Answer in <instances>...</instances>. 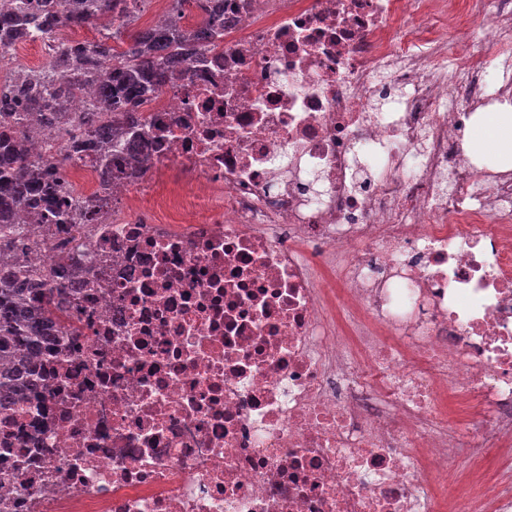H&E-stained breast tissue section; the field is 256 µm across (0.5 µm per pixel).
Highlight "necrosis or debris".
<instances>
[{
  "label": "necrosis or debris",
  "mask_w": 512,
  "mask_h": 512,
  "mask_svg": "<svg viewBox=\"0 0 512 512\" xmlns=\"http://www.w3.org/2000/svg\"><path fill=\"white\" fill-rule=\"evenodd\" d=\"M214 23L95 223L24 226L84 281L42 410L0 412V512H512V469L443 486L512 446V172L464 149L512 98V0Z\"/></svg>",
  "instance_id": "4bbe7bcc"
}]
</instances>
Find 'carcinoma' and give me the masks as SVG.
<instances>
[{"mask_svg":"<svg viewBox=\"0 0 512 512\" xmlns=\"http://www.w3.org/2000/svg\"><path fill=\"white\" fill-rule=\"evenodd\" d=\"M131 0H40V20L54 26L64 11L74 26L89 25L108 14L125 27L131 22ZM177 17L165 24L137 30L116 50L113 37L89 43H71L43 72L18 73L0 85V410L29 402L40 392L43 371L38 357L58 342L48 323L57 317L59 304L76 286L78 274L55 277L22 262L26 241L15 212L30 207L52 224L66 226L74 220L66 203V161L33 158L24 144L25 127L37 121L46 127L68 119L75 92L95 86L96 102L107 112H84L72 119L83 129L72 148H99L92 160L102 183L110 180L111 155L105 147L144 122L129 104L170 83L174 67L191 51L207 47L214 29L207 16L193 28ZM29 4L10 0L0 9V34L5 36L24 21Z\"/></svg>","mask_w":512,"mask_h":512,"instance_id":"carcinoma-1","label":"carcinoma"}]
</instances>
